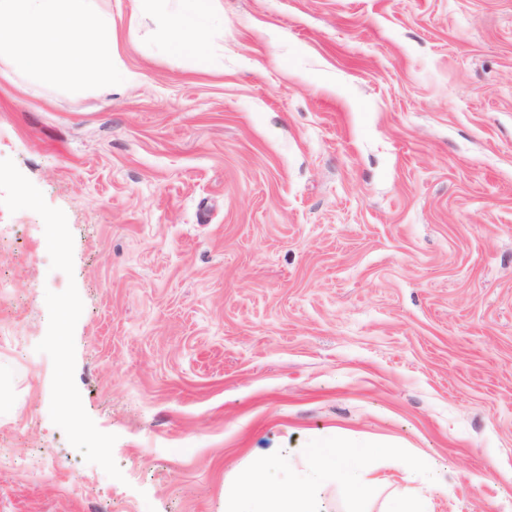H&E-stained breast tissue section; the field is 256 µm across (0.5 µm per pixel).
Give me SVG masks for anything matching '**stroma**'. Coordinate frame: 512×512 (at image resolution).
<instances>
[{"label":"stroma","mask_w":512,"mask_h":512,"mask_svg":"<svg viewBox=\"0 0 512 512\" xmlns=\"http://www.w3.org/2000/svg\"><path fill=\"white\" fill-rule=\"evenodd\" d=\"M181 0L111 85L0 81V512H512V0ZM28 195L36 206L21 205ZM219 0H181V12L174 24L178 32L170 41L167 50L179 54H187L196 60L197 65L207 64V47L200 44L194 37L195 22L201 16L210 13ZM388 449L380 443L356 448L335 442L314 449L310 455V465L315 474L334 471L343 479L352 498L364 499L375 492L377 480L369 479L361 473L363 461L370 455L385 454ZM241 500L246 507L238 511L241 508ZM273 500L280 502L287 509L284 512H316L312 510L313 493L307 483L283 487L276 495H272L256 477H252L240 490L226 512H273L268 510Z\"/></svg>","instance_id":"1"}]
</instances>
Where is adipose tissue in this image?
<instances>
[{"label":"adipose tissue","mask_w":512,"mask_h":512,"mask_svg":"<svg viewBox=\"0 0 512 512\" xmlns=\"http://www.w3.org/2000/svg\"><path fill=\"white\" fill-rule=\"evenodd\" d=\"M93 0H0V78L22 74L42 83H67L72 94H82L87 81L108 85L116 44L112 20L94 11ZM218 0H181L175 23L177 33L169 51L192 57L197 65L207 63V49L196 38L195 22L210 13ZM383 444L366 448L331 443L310 455L313 473L335 472L350 496L370 497L376 480L362 472L366 457L386 453ZM286 512H313L309 485L295 484L270 493L258 478L240 490L228 512H269L273 502Z\"/></svg>","instance_id":"ef3b65f1"}]
</instances>
